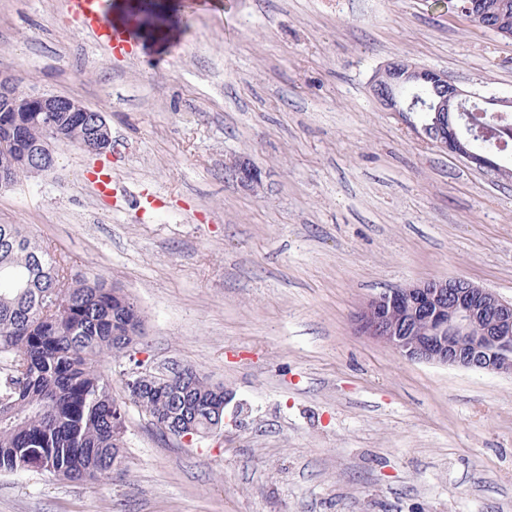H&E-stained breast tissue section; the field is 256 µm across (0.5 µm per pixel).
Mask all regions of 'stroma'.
Wrapping results in <instances>:
<instances>
[{"label": "stroma", "instance_id": "obj_1", "mask_svg": "<svg viewBox=\"0 0 512 512\" xmlns=\"http://www.w3.org/2000/svg\"><path fill=\"white\" fill-rule=\"evenodd\" d=\"M148 43L109 56L63 0H0V70L103 113L112 149L60 147L0 190V224L134 296L146 363L231 397L187 443L125 408L103 482L0 475V512H512V378L359 335L370 296L465 278L512 300V180L370 92L401 60L512 96V39L457 0H113ZM248 157L255 187L229 168ZM111 177L120 196L97 191Z\"/></svg>", "mask_w": 512, "mask_h": 512}]
</instances>
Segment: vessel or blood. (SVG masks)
<instances>
[{"mask_svg":"<svg viewBox=\"0 0 512 512\" xmlns=\"http://www.w3.org/2000/svg\"><path fill=\"white\" fill-rule=\"evenodd\" d=\"M67 11L96 43L112 56L136 55L140 42L135 29L114 27L110 20L109 0H65Z\"/></svg>","mask_w":512,"mask_h":512,"instance_id":"b4317fda","label":"vessel or blood"}]
</instances>
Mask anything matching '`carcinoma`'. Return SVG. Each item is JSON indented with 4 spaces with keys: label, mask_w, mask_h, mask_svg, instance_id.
<instances>
[{
    "label": "carcinoma",
    "mask_w": 512,
    "mask_h": 512,
    "mask_svg": "<svg viewBox=\"0 0 512 512\" xmlns=\"http://www.w3.org/2000/svg\"><path fill=\"white\" fill-rule=\"evenodd\" d=\"M95 112H0V166L10 185L47 170L50 145L84 149ZM137 301L104 277L72 274L67 256L0 224V473L40 471L58 481L108 480L123 470V405L110 363L125 359L126 400L179 438L202 433L224 385L191 371L144 369L133 347Z\"/></svg>",
    "instance_id": "obj_1"
}]
</instances>
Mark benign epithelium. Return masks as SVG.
<instances>
[{
  "label": "benign epithelium",
  "mask_w": 512,
  "mask_h": 512,
  "mask_svg": "<svg viewBox=\"0 0 512 512\" xmlns=\"http://www.w3.org/2000/svg\"><path fill=\"white\" fill-rule=\"evenodd\" d=\"M485 26L512 38V18L479 4ZM371 91L389 112L409 125L415 104L425 112L421 135L469 165L501 174L505 167L497 155L476 148L481 134L465 127L463 104L476 97L448 81L440 72L419 65L402 67L396 62L380 68ZM80 101L57 95H21L17 80L0 72V112H86ZM480 111L496 119L512 113V97L491 98ZM99 146L92 153L112 147V133L104 116L98 117ZM241 184H259L256 166L248 159L231 166ZM357 330L391 347L410 362L461 367L512 376V301L480 284L463 278H437L376 294L355 316Z\"/></svg>",
  "instance_id": "7a95c632"
}]
</instances>
